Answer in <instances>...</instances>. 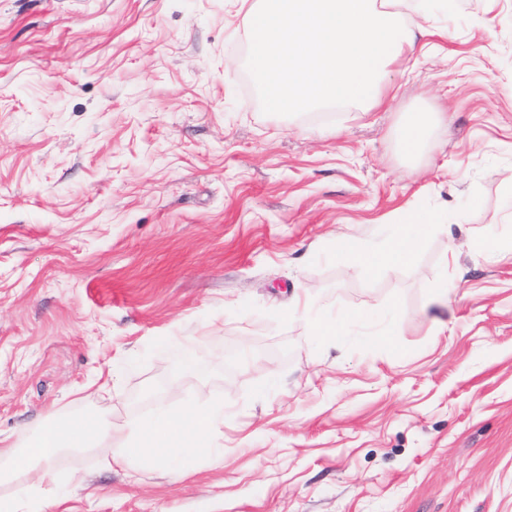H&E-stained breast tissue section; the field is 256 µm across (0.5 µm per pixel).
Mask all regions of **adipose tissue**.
I'll return each mask as SVG.
<instances>
[{
	"instance_id": "obj_1",
	"label": "adipose tissue",
	"mask_w": 512,
	"mask_h": 512,
	"mask_svg": "<svg viewBox=\"0 0 512 512\" xmlns=\"http://www.w3.org/2000/svg\"><path fill=\"white\" fill-rule=\"evenodd\" d=\"M406 0H257L247 12L249 66L260 86L265 111L289 115L323 105L377 106L389 94L388 68L412 52L416 31L402 19ZM434 222L432 214L411 213L393 229L385 249L371 251L342 238L337 257L347 267L374 271L408 261ZM224 408L160 410L133 430L117 458L141 461L167 471L184 472L194 457L214 455L202 437L220 421ZM104 417L46 420L22 447L0 448L8 474L28 481L0 512H18L23 499L41 498L53 483L52 463L69 452H88L111 437Z\"/></svg>"
}]
</instances>
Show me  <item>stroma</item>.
<instances>
[{
  "label": "stroma",
  "instance_id": "stroma-1",
  "mask_svg": "<svg viewBox=\"0 0 512 512\" xmlns=\"http://www.w3.org/2000/svg\"><path fill=\"white\" fill-rule=\"evenodd\" d=\"M425 27L382 105L276 116L240 0H0V439L224 406L223 458L68 453L41 512H512V0ZM421 208L412 261L337 259ZM433 114L419 111L407 113L405 116L399 137V147L405 157L414 159L420 154L428 131L435 119ZM353 317L350 313H341L334 319L317 320L313 324L314 335L323 339L340 336L342 325L352 320Z\"/></svg>",
  "mask_w": 512,
  "mask_h": 512
}]
</instances>
